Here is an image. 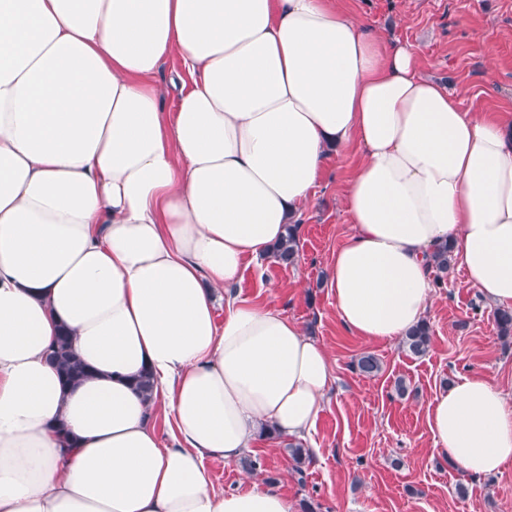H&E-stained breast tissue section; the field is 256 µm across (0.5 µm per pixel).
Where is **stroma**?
<instances>
[{
    "label": "stroma",
    "mask_w": 512,
    "mask_h": 512,
    "mask_svg": "<svg viewBox=\"0 0 512 512\" xmlns=\"http://www.w3.org/2000/svg\"><path fill=\"white\" fill-rule=\"evenodd\" d=\"M344 12L371 28L420 49L424 75L446 86L462 111L512 122V0H340ZM360 162L357 146L331 154L302 215L299 259L246 264L233 292L283 311L322 343L334 384L305 446L303 474L292 470L288 441L259 440L250 455L256 471L208 457L216 488L234 491L254 481L276 488L317 512H512V465L480 478L464 474L433 449L428 408L434 396L463 375H478L512 397V336L503 338L494 308L450 269L434 290L427 313L428 353L420 358L396 341H368L341 325L326 284L327 267L350 226L343 204ZM376 355L381 372L368 378L352 368L362 354ZM404 379L405 395L395 391ZM465 495H458L457 485Z\"/></svg>",
    "instance_id": "35a3bbf8"
}]
</instances>
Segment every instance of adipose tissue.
<instances>
[{
  "instance_id": "adipose-tissue-1",
  "label": "adipose tissue",
  "mask_w": 512,
  "mask_h": 512,
  "mask_svg": "<svg viewBox=\"0 0 512 512\" xmlns=\"http://www.w3.org/2000/svg\"><path fill=\"white\" fill-rule=\"evenodd\" d=\"M337 2L0 0V512H293L273 487L216 489L204 459L304 438L322 409L325 347L231 290L331 150L362 154L326 279L349 333L421 322L443 244L512 305V124L462 112L417 47ZM63 328L91 370L74 386L47 357ZM428 427L468 475L512 464V401L480 376Z\"/></svg>"
}]
</instances>
